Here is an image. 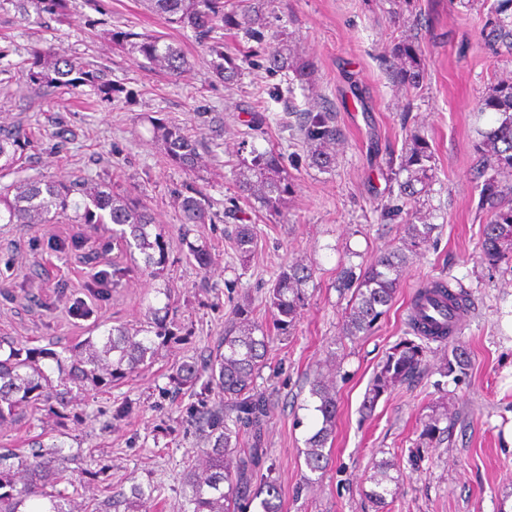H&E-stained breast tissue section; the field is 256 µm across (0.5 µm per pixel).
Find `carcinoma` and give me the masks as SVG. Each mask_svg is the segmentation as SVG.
<instances>
[{"mask_svg": "<svg viewBox=\"0 0 512 512\" xmlns=\"http://www.w3.org/2000/svg\"><path fill=\"white\" fill-rule=\"evenodd\" d=\"M148 7L162 15L171 25L193 29L209 41V53L215 56L213 68L224 83L233 82L238 67L224 56V43L218 37L220 24H234L262 38L265 17L262 11L245 5L238 16L224 15V0H145ZM484 44L497 53L501 48L512 51V0H498L482 29ZM117 38L143 57L147 64L159 66L174 77H182L190 66L180 49L161 37L119 31ZM391 55L401 60L396 72L400 83L415 88L422 74L417 63L419 50L400 44ZM271 72H292L299 81L308 79L312 64L292 60L282 51L271 48L267 57ZM21 75L33 85L73 87L93 83L94 72L75 58L57 54L51 48L32 52L30 66ZM478 111L497 115L496 125L487 132L479 145L490 175L483 181L479 193V208L488 218L483 229L481 251L483 260L497 265L512 257V81L495 82L478 102ZM158 137L165 146L170 163L191 171L198 163L195 141L180 128L156 125ZM299 132L309 148L310 164L328 170L334 162L330 147L340 138V130L330 112L309 109L303 113ZM33 147V137L27 130L15 126L0 128V177L22 169L26 150ZM251 160L246 171L237 179L239 191L254 198L261 207L276 211L285 195L292 191L286 169L279 154L272 150L251 147ZM434 172V152L427 138L418 131L409 133L405 149L394 172L398 187L396 198L410 200L427 191ZM181 208L189 224H205L211 220L208 197L192 185L186 186ZM65 216L80 224H114L116 237L121 239L133 264L143 263L142 270L153 277L164 271L168 259L169 241L161 225L155 223L145 195L140 193L116 196L106 186L85 180L46 181L18 180L0 195V222L5 224H51ZM436 225L406 222L407 246L378 256L360 271L350 266L337 279L338 288L352 292V305L343 322L346 336L367 333L392 305L400 288V276L414 252L432 238ZM253 230L244 224L233 240L235 251L249 256L255 247ZM190 255L197 266L206 270L211 255L204 245H189ZM310 266L300 262L284 267L277 274L269 293V308L281 333L294 326L299 310L304 306L305 286L312 279ZM467 293L453 292L443 282H434L417 291L414 303L441 300L453 306L466 304ZM169 304L149 308L151 321L137 328L123 325L105 330L101 336H91L61 351L50 347H19L0 339V425L15 421L20 407L40 405L69 407L76 394L89 387H101L131 374L141 364L154 358L156 340L173 335L167 321ZM435 331L426 328L418 332L419 341L404 339L387 353L375 373L370 394L376 400L389 388L408 382L425 365L429 350L426 340H436ZM270 336L255 323L232 325L224 332V340L210 362L209 376L203 392L217 391L224 399L227 411H211L207 418L208 448L201 467L186 474L191 489V512H247L259 501L261 512H282L280 488L276 481L261 473L263 449L254 445L238 447L240 427L250 426L255 441H260V427L268 417L266 400L252 393L254 377L264 366ZM57 371L52 382L49 371ZM311 397L318 400L316 411L322 421L319 429L308 438L304 450L305 464L312 472L324 470L330 460L326 445L332 439L336 423V393L322 378H316L310 388ZM70 458L61 455L60 445L30 459L18 461L21 476L12 467L0 468V512H72L70 500L56 490L63 480ZM390 465L383 462L371 477L375 484L372 494L379 500L392 493L388 484L394 481Z\"/></svg>", "mask_w": 512, "mask_h": 512, "instance_id": "cac0c4a2", "label": "carcinoma"}]
</instances>
